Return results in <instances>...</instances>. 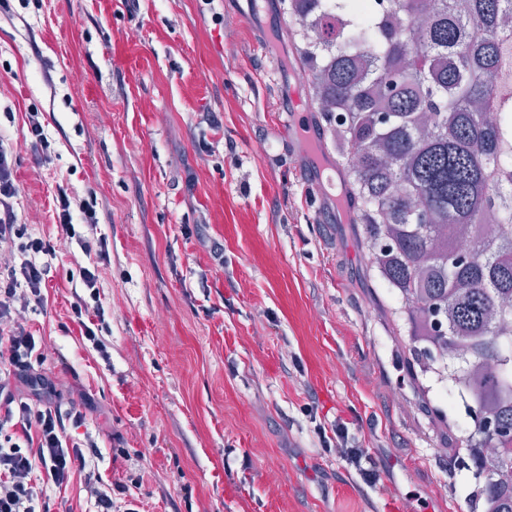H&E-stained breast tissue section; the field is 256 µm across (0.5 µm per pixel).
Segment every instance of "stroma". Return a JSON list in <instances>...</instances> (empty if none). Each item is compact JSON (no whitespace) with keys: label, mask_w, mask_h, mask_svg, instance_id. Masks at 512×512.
Returning <instances> with one entry per match:
<instances>
[{"label":"stroma","mask_w":512,"mask_h":512,"mask_svg":"<svg viewBox=\"0 0 512 512\" xmlns=\"http://www.w3.org/2000/svg\"><path fill=\"white\" fill-rule=\"evenodd\" d=\"M286 30L281 0H0L17 221L55 247L45 307L23 320L86 413L67 430L86 464L49 490L61 512H94L92 478L127 485L138 512H382L394 492L410 512H482L465 400L423 373L361 225L314 189L340 168L299 148ZM102 246L101 352L69 273ZM317 421L348 427L375 480L321 447ZM56 200L58 202L57 216L59 219V226L62 235L71 240L75 238L80 240V234L77 232L75 224H73V218L70 211L71 202L67 188L62 185L58 186V194Z\"/></svg>","instance_id":"35a3bbf8"}]
</instances>
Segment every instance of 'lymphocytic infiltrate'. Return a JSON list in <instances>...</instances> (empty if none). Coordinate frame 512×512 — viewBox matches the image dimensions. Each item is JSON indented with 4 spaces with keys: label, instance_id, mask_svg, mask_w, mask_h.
I'll return each instance as SVG.
<instances>
[{
    "label": "lymphocytic infiltrate",
    "instance_id": "f902f5d3",
    "mask_svg": "<svg viewBox=\"0 0 512 512\" xmlns=\"http://www.w3.org/2000/svg\"><path fill=\"white\" fill-rule=\"evenodd\" d=\"M18 195L14 152L0 140V243L25 255L20 264L0 266V512H55L46 488L67 483L73 467L84 465L82 446L68 439L66 427L81 426L85 415L76 403L65 406L52 399L29 403L16 399L11 389L17 378L34 387L44 383L43 377L31 373L43 355L20 315L43 307L42 290L51 267L35 257L53 250L50 242L28 235L26 225L18 223L14 209ZM79 278L89 297L79 300L73 313L79 319L92 318L84 336L94 343L107 327L98 301V276L94 269L83 267ZM315 432L322 447L335 449L337 457L363 479H370L369 469L362 465L367 454L354 446L347 426L329 430L319 425Z\"/></svg>",
    "mask_w": 512,
    "mask_h": 512
}]
</instances>
